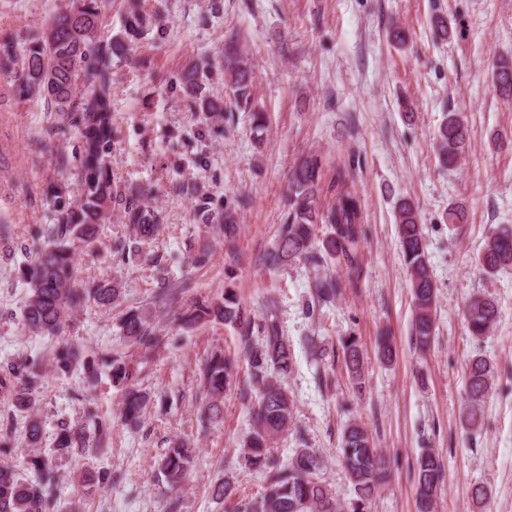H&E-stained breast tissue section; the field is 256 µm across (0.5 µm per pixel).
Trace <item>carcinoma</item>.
<instances>
[{
    "label": "carcinoma",
    "instance_id": "1",
    "mask_svg": "<svg viewBox=\"0 0 512 512\" xmlns=\"http://www.w3.org/2000/svg\"><path fill=\"white\" fill-rule=\"evenodd\" d=\"M107 0H72L66 9L54 15L46 28L28 46L19 49L11 39L0 40V71L13 76L15 93L29 97L39 93L55 104L56 111L68 115L69 126L77 135L75 153L77 200L60 212L53 224L44 225L43 243L34 258L20 270L28 288L24 321L32 332L60 337L75 311L92 301L103 307L121 302L122 292L114 282L84 281L77 277L80 253L98 239L108 220L112 200L110 150L112 145V62L127 54L135 42L156 24L155 15L145 11L140 0H127L123 30L106 40L100 35L103 10ZM239 39L230 35L224 41L225 71L234 99L248 101L252 70L248 59L238 51ZM204 70L190 65L183 75L184 91L193 112L215 116L224 104L203 95ZM494 80L500 94L512 96V65L500 62ZM467 124L459 112H450L436 133L439 164L448 169L459 161L467 142ZM321 157L309 154L293 168L290 178V211L280 225L276 244L265 256L271 265L297 261L318 269L329 260H337L357 269L358 246L364 235L362 202L350 191L347 168L336 166V198L326 208L320 206ZM397 233L404 262L411 275L413 297L412 334L415 342L426 347L435 335L437 287L426 254L424 224L418 208L405 197L395 203ZM130 230L127 252L140 255L158 231L155 210L143 204L125 208ZM325 227L322 238L315 230ZM476 265L485 276L512 269V232L503 229L487 236L477 255ZM312 288L317 304H331L336 299L338 283L332 276L315 279ZM178 288L161 286L154 295L155 306L168 311L180 303ZM499 316L496 301L474 295L467 305L466 320L471 335L480 338L489 333ZM181 322L193 326L204 321H218L237 326L242 333L241 353L248 363L250 385L257 386L253 407L254 426L245 441L244 467L266 473V487L261 500L243 505L241 512H340L332 492L319 479L323 457L307 448L301 432H296L300 448L288 466L276 464L271 452L275 439L293 425L294 402L281 383L293 369L290 344L277 324L266 319L255 321L231 288L219 299L196 298L181 312ZM124 337L133 345L153 348L161 337L152 330L146 313L139 307L122 317ZM346 367L357 389L363 388V361L356 337L341 341ZM109 367L112 381L128 386L121 417L137 426L149 402V395L131 385L133 372L129 363L116 356L88 358L83 347L73 342L58 346L57 370L67 373L82 370L91 383L97 379V365ZM239 363L234 357L214 352L205 361L203 376L211 400L207 416L214 419L221 411L224 392L238 376ZM467 392L465 425L478 429L484 418V402L492 389V364L481 356L466 363ZM42 381L41 369L33 363L0 367V398L12 402L25 414L26 444H41L43 427L35 414L34 393ZM110 423L96 422L93 432L64 425L57 433L55 448H84L102 441ZM340 454L356 494L351 512H364V502L387 478L386 462L376 448L369 431L358 423L349 424L341 437ZM191 448L177 440L158 461V472L166 485L174 489L184 480L190 463ZM30 465L37 473L34 483L20 477L14 467L0 465V512H45L49 488L54 476L45 461L34 456ZM443 482V468L432 449L417 458V494L419 512H433L438 490Z\"/></svg>",
    "mask_w": 512,
    "mask_h": 512
}]
</instances>
